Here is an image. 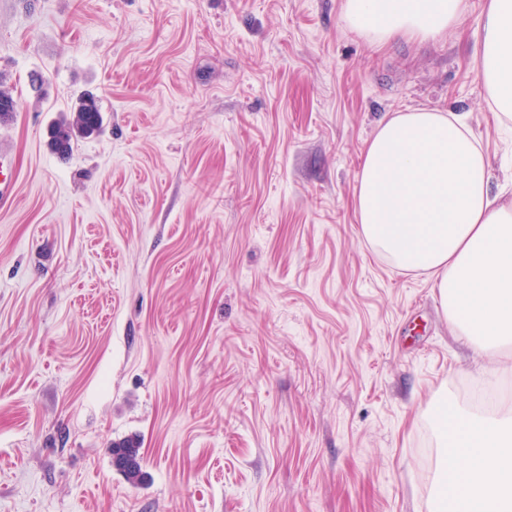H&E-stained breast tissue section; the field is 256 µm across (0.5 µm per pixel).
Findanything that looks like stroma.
<instances>
[{"label": "stroma", "mask_w": 512, "mask_h": 512, "mask_svg": "<svg viewBox=\"0 0 512 512\" xmlns=\"http://www.w3.org/2000/svg\"><path fill=\"white\" fill-rule=\"evenodd\" d=\"M485 3L383 45L344 0H0V512H431L428 409L512 402V349L469 347L354 193L410 108L467 113L502 184ZM86 95L102 130L59 155ZM131 435L137 485L108 452ZM14 149L11 142L3 135L0 137V208L8 207L18 174L13 169Z\"/></svg>", "instance_id": "obj_1"}]
</instances>
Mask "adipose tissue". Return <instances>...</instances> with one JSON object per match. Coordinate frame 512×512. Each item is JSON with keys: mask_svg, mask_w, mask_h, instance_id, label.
Wrapping results in <instances>:
<instances>
[{"mask_svg": "<svg viewBox=\"0 0 512 512\" xmlns=\"http://www.w3.org/2000/svg\"><path fill=\"white\" fill-rule=\"evenodd\" d=\"M463 0H345L354 30L419 43L456 26ZM476 75L496 120L512 117V0H488ZM375 252L427 273L448 319L477 351L512 345V200L465 114L413 109L383 119L355 188ZM443 436L433 512H512V412L438 410Z\"/></svg>", "mask_w": 512, "mask_h": 512, "instance_id": "obj_1", "label": "adipose tissue"}]
</instances>
